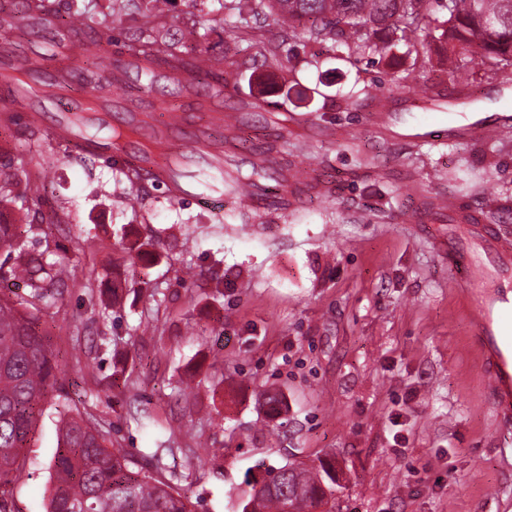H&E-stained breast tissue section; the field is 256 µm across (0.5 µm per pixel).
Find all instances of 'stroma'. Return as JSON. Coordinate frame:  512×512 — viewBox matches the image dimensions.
<instances>
[{"instance_id": "1", "label": "stroma", "mask_w": 512, "mask_h": 512, "mask_svg": "<svg viewBox=\"0 0 512 512\" xmlns=\"http://www.w3.org/2000/svg\"><path fill=\"white\" fill-rule=\"evenodd\" d=\"M169 13L188 52L223 55V96L162 76L140 104L130 68L67 148L44 145L80 90L36 93L0 124V153L31 150L43 217L13 205L30 249L74 266L46 323L63 389L135 463L169 441L158 476L197 512H239L246 476L320 458L343 471L342 512H512V435L481 402L465 269L495 266L492 235L512 237V129L483 140L448 110L512 89V67L492 60L461 84L452 54L345 62L333 41L284 39L263 6L252 37L280 54L248 62L225 26L198 43L185 0ZM113 127L135 130L118 156ZM158 138L223 142L229 171L265 164L266 195L175 200L149 177L135 198L122 170L148 166ZM55 212L64 223H49ZM133 249L156 259L119 304L102 302ZM267 392L283 398L279 418ZM63 409L48 396L8 512H45Z\"/></svg>"}]
</instances>
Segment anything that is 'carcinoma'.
<instances>
[{
    "instance_id": "cac0c4a2",
    "label": "carcinoma",
    "mask_w": 512,
    "mask_h": 512,
    "mask_svg": "<svg viewBox=\"0 0 512 512\" xmlns=\"http://www.w3.org/2000/svg\"><path fill=\"white\" fill-rule=\"evenodd\" d=\"M163 0H112L108 10L99 0H20L17 8L0 7V33L22 37L44 24L46 16L64 9L69 22L55 39L56 47L86 48L89 61L86 81L98 79L95 59L111 45L115 24L130 17L136 21L124 52L139 65L138 73L155 82L162 67L169 75H182L180 83L191 89L201 76L209 77L215 93H224V56L188 53L173 33L174 20L161 8ZM213 9L198 23L208 32L214 23L227 22L246 43L245 50L267 61L277 60L280 45L250 38L251 12L243 0H211ZM284 21L292 36L307 42L332 40L339 47L383 54L402 43L409 48L431 46L451 49L463 60L479 65L496 60L512 66V0H266ZM26 64L9 65L0 71L12 102L21 106L30 95L25 80ZM210 154L166 153L163 171L168 181L182 190L181 181L194 178L200 186H214L240 194L260 189L266 171L252 166L226 178L212 177L221 164ZM31 159L20 152L0 169V280L23 282L29 293L12 300L0 293V494H6L19 469L18 460L35 422L43 414L45 398L57 390L58 365L49 339L40 329L45 316L63 307L64 278L69 258L33 256L26 249L18 225L10 220L8 203L26 198L32 189ZM100 422L80 410L60 421L54 470L46 512H195L188 496L170 482L154 478L137 467L122 448H111ZM325 458L318 465L301 463L293 471L288 464L265 469L241 503V512H317L324 505L336 507V479Z\"/></svg>"
}]
</instances>
